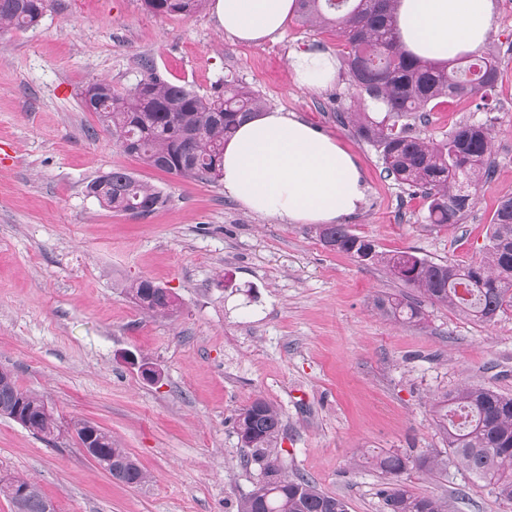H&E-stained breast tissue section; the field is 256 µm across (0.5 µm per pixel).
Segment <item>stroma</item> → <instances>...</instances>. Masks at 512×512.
<instances>
[{"instance_id": "stroma-1", "label": "stroma", "mask_w": 512, "mask_h": 512, "mask_svg": "<svg viewBox=\"0 0 512 512\" xmlns=\"http://www.w3.org/2000/svg\"><path fill=\"white\" fill-rule=\"evenodd\" d=\"M494 2L495 107L446 100L413 129L440 140L462 123L492 125L494 176L449 228L426 223V199L388 179L376 149L337 121V103L351 98L344 82L319 91L295 82V50L344 57L330 30L295 17L277 39L246 45L225 35L214 0L187 16L153 14L143 0H48L37 25L0 31V368L60 416L111 432L147 480L125 485L71 437L51 445L1 417L0 478L26 475L55 512H237L260 471L234 417L260 396L281 413L289 473L344 498L349 512H382L387 477L365 454L442 450L437 402L447 390L481 384L512 396V308L486 325L425 299L423 324L386 320L374 298L406 287L382 265L324 247L318 225L248 212L221 183L123 153L80 102L98 81L132 87L147 60L200 95L235 78L357 158L366 191L346 220L353 233L382 253L468 264L512 196V11ZM115 167L159 187L167 206L143 218L101 206L85 186ZM137 278L169 288L176 313L144 314L124 293ZM126 351L161 380L127 368ZM400 479L446 499L449 512H512L458 466L431 475L411 465ZM121 359L130 368L136 370L140 377L147 382L157 383L160 380V371L144 357L132 351H126L121 355Z\"/></svg>"}]
</instances>
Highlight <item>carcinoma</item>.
<instances>
[{
    "label": "carcinoma",
    "instance_id": "obj_1",
    "mask_svg": "<svg viewBox=\"0 0 512 512\" xmlns=\"http://www.w3.org/2000/svg\"><path fill=\"white\" fill-rule=\"evenodd\" d=\"M205 0H144L146 8L162 15H190ZM302 21L336 31L347 48L344 72L353 90L347 117L356 136L376 148L387 176L428 200L426 222L438 226L459 223L472 205L469 188L491 176L492 129L482 122L458 125L448 138L425 141L412 132L409 118L424 119L439 99H465L485 110L498 85L500 69L492 51L464 55L446 64L425 61L405 50L394 24L396 0H297ZM47 0H0V29L37 24ZM120 91L109 82L93 83L81 93L85 111L97 114L125 153L151 167L183 179L215 181L221 177L224 143L237 125L261 112L265 101L237 80L224 79V88L201 96L171 81L155 67ZM87 192L114 212L147 216L164 207V192L119 168L87 185ZM332 250L355 257L370 249L369 262L378 263L407 287L434 303L447 305L483 324L512 307V196L500 201L490 222L482 259L467 265L435 262L411 251L382 254L373 242L345 224H329L319 232ZM125 293L135 304L146 303L151 315L170 316L176 298L149 279L131 282ZM374 307L385 318L418 325L425 319L421 303L402 294L381 296ZM29 411L24 428L51 440L62 422L54 409L36 394L23 391L15 376L0 378V417L12 418L19 402ZM243 430L242 447L261 469L260 485L239 502L237 512H348L347 502L320 491L303 476L290 477L276 448L281 414L257 397L235 418ZM439 430L448 454L427 453L416 466L434 474L453 463L491 486L501 500L512 503V396L482 385L465 384L443 394ZM100 455L107 463H123L115 479L131 486L146 481L127 449L101 430ZM371 463L396 477L381 491L384 512H448V501L418 495L397 480L408 460L398 453L377 454ZM26 489L18 503L9 486ZM0 495L13 502L15 512H46L50 500L28 479L17 475L0 485Z\"/></svg>",
    "mask_w": 512,
    "mask_h": 512
}]
</instances>
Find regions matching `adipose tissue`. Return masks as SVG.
Here are the masks:
<instances>
[{
    "label": "adipose tissue",
    "mask_w": 512,
    "mask_h": 512,
    "mask_svg": "<svg viewBox=\"0 0 512 512\" xmlns=\"http://www.w3.org/2000/svg\"><path fill=\"white\" fill-rule=\"evenodd\" d=\"M493 0H398L397 28L405 47L444 61L480 47L490 33ZM225 34L256 42L280 33L295 0H216ZM300 86L322 89L336 76L335 56L312 47L292 53ZM224 193L250 213L291 224H334L353 215L365 197L361 167L334 137L291 112L272 109L242 123L225 143Z\"/></svg>",
    "instance_id": "ef3b65f1"
}]
</instances>
